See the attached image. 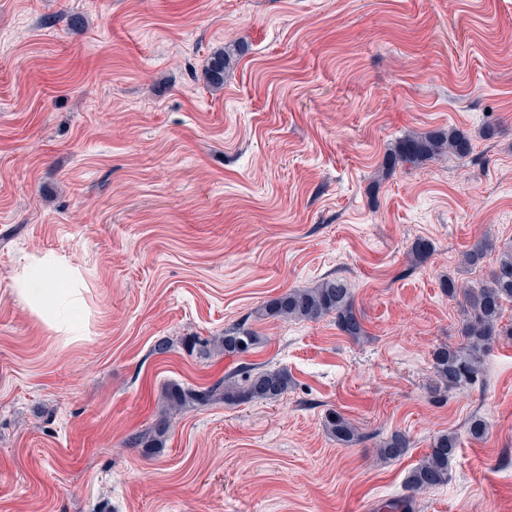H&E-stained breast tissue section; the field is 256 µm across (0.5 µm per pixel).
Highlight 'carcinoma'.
Returning <instances> with one entry per match:
<instances>
[{
	"instance_id": "cac0c4a2",
	"label": "carcinoma",
	"mask_w": 512,
	"mask_h": 512,
	"mask_svg": "<svg viewBox=\"0 0 512 512\" xmlns=\"http://www.w3.org/2000/svg\"><path fill=\"white\" fill-rule=\"evenodd\" d=\"M227 58L215 54L208 61L203 77L211 86L224 84ZM472 149L470 137L461 130H434L406 135L393 144L386 164L396 168L399 163H423L442 156L466 157ZM489 249L481 237L465 252V263L477 266ZM448 298L459 302L464 319L461 326L463 342L459 346H441L432 354L436 384L447 389L476 383L483 371V358L500 336H512V327L501 325L504 304L512 303V249L501 253L488 281L476 288L461 287L449 278L442 284ZM256 314L282 321H318L333 315L336 327L346 336L358 339L365 335L362 321L355 311L352 292L339 279L327 278L313 287L291 289L261 305ZM258 336L245 327L227 331L213 342V348L227 356H242L255 348ZM285 368L255 370L248 366L224 376L214 385L198 390L176 382L165 385L161 409L150 431L130 438L135 447L152 452L163 447L174 416L214 402L240 405L255 401H276L291 387ZM324 427L337 444L351 446L359 435L345 416L330 410ZM457 437L442 434L436 437L428 454L408 474L402 500L410 502L419 494L448 482V462L457 448ZM410 448V439L402 431L392 432L379 448L385 459H399Z\"/></svg>"
}]
</instances>
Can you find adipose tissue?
Returning <instances> with one entry per match:
<instances>
[{"label": "adipose tissue", "instance_id": "obj_1", "mask_svg": "<svg viewBox=\"0 0 512 512\" xmlns=\"http://www.w3.org/2000/svg\"><path fill=\"white\" fill-rule=\"evenodd\" d=\"M46 257H33L13 278V291L26 307L50 329L65 333L71 339L85 334L84 326L75 318L80 308L74 288L76 267L69 260L59 259L52 264V274H44Z\"/></svg>", "mask_w": 512, "mask_h": 512}]
</instances>
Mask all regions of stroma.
Segmentation results:
<instances>
[{"label": "stroma", "mask_w": 512, "mask_h": 512, "mask_svg": "<svg viewBox=\"0 0 512 512\" xmlns=\"http://www.w3.org/2000/svg\"><path fill=\"white\" fill-rule=\"evenodd\" d=\"M448 127L468 156L382 169L397 139ZM511 248L512 0H0V512H364L444 433L448 481L414 512H512V339L473 386L432 373L461 340L442 282L481 285ZM43 253L80 266L82 339L13 291ZM325 278L351 288L360 339L256 317ZM241 325L249 354L194 347ZM250 364L287 369L288 392L130 447L165 384ZM332 409L357 444L326 433ZM394 430L411 447L380 458Z\"/></svg>", "instance_id": "35a3bbf8"}]
</instances>
